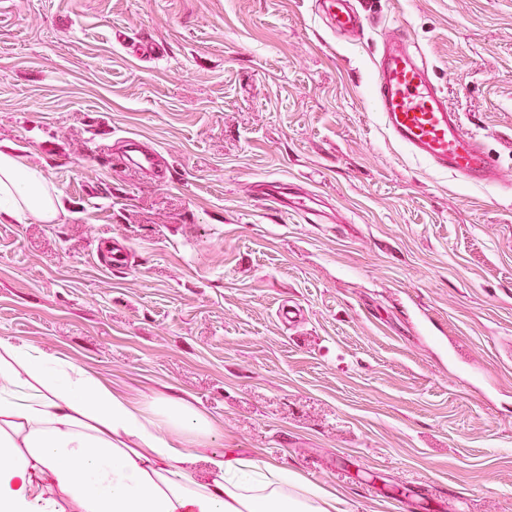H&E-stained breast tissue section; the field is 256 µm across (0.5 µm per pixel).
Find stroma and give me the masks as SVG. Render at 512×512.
Wrapping results in <instances>:
<instances>
[{
	"label": "stroma",
	"mask_w": 512,
	"mask_h": 512,
	"mask_svg": "<svg viewBox=\"0 0 512 512\" xmlns=\"http://www.w3.org/2000/svg\"><path fill=\"white\" fill-rule=\"evenodd\" d=\"M363 10L339 37L316 0H0V144L64 204L0 223V339L188 400L342 512H512V0ZM402 31L499 182L384 129ZM128 136L163 177L112 176Z\"/></svg>",
	"instance_id": "1"
}]
</instances>
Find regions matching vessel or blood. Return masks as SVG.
Returning <instances> with one entry per match:
<instances>
[{"label": "vessel or blood", "mask_w": 512, "mask_h": 512, "mask_svg": "<svg viewBox=\"0 0 512 512\" xmlns=\"http://www.w3.org/2000/svg\"><path fill=\"white\" fill-rule=\"evenodd\" d=\"M331 27L356 28L351 0H320ZM376 97L386 129L416 158L474 183H492L497 173L482 140L449 110L409 37L382 47L376 63Z\"/></svg>", "instance_id": "1"}]
</instances>
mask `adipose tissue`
I'll return each mask as SVG.
<instances>
[{"instance_id": "obj_1", "label": "adipose tissue", "mask_w": 512, "mask_h": 512, "mask_svg": "<svg viewBox=\"0 0 512 512\" xmlns=\"http://www.w3.org/2000/svg\"><path fill=\"white\" fill-rule=\"evenodd\" d=\"M61 207L38 167L0 151V222L50 224ZM213 434L186 401L121 396L38 345L0 339V512H340L335 492L295 473L211 451Z\"/></svg>"}]
</instances>
